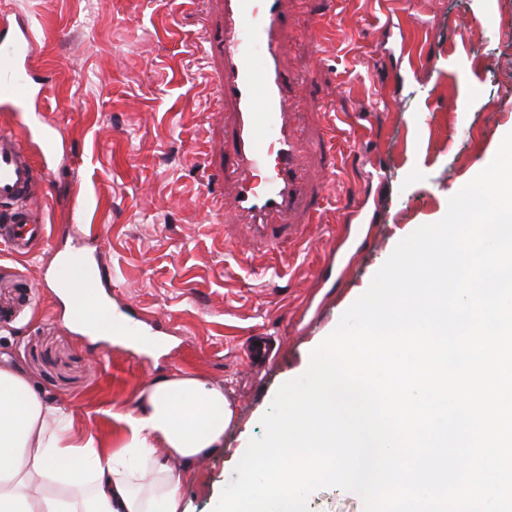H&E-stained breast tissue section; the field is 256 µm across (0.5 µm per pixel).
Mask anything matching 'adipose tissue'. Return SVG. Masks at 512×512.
I'll list each match as a JSON object with an SVG mask.
<instances>
[{"instance_id":"1","label":"adipose tissue","mask_w":512,"mask_h":512,"mask_svg":"<svg viewBox=\"0 0 512 512\" xmlns=\"http://www.w3.org/2000/svg\"><path fill=\"white\" fill-rule=\"evenodd\" d=\"M234 409L222 387L192 376L151 382L126 434L94 476L81 467L98 452L72 431L71 410L37 392L20 369L0 363V512H183L179 478L224 445ZM168 450L167 461L154 455ZM136 452L138 470L126 465Z\"/></svg>"}]
</instances>
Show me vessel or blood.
Masks as SVG:
<instances>
[{
  "label": "vessel or blood",
  "mask_w": 512,
  "mask_h": 512,
  "mask_svg": "<svg viewBox=\"0 0 512 512\" xmlns=\"http://www.w3.org/2000/svg\"><path fill=\"white\" fill-rule=\"evenodd\" d=\"M285 18V0H224V100L234 109L224 130V176L235 184L236 208L253 237L270 251L294 230L279 216L321 208L299 172V140L289 122L294 97L283 69ZM37 52L28 29L0 39V112L11 117L0 129V202L10 207L0 242L19 254L47 237L32 201L58 156L42 141L40 114L29 108L34 78L28 62ZM58 279L75 284L80 306L73 320L84 322L99 300L93 269L73 254L59 266Z\"/></svg>",
  "instance_id": "obj_1"
}]
</instances>
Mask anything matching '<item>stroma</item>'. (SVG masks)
<instances>
[{
    "mask_svg": "<svg viewBox=\"0 0 512 512\" xmlns=\"http://www.w3.org/2000/svg\"><path fill=\"white\" fill-rule=\"evenodd\" d=\"M286 9L284 68L300 81L301 149L322 212L311 228L294 216L302 236L267 252L251 244L223 178L232 108L213 77L224 0L177 16L168 0H0V24H30V68L48 83L32 106L52 125L64 171L47 176L44 221L70 223L78 202L99 230L50 237L29 255L0 243V356L72 408L75 430L107 452L152 379L223 387L237 418L223 450L179 470L185 512H213L278 388L305 372L396 245L439 222L512 131V46L498 42L512 0ZM311 12L328 30L319 53L306 38ZM325 131L331 163L313 148ZM73 250L103 266V301L143 342L71 323L57 269ZM251 336L275 337L269 361L249 363Z\"/></svg>",
    "mask_w": 512,
    "mask_h": 512,
    "instance_id": "stroma-1",
    "label": "stroma"
}]
</instances>
